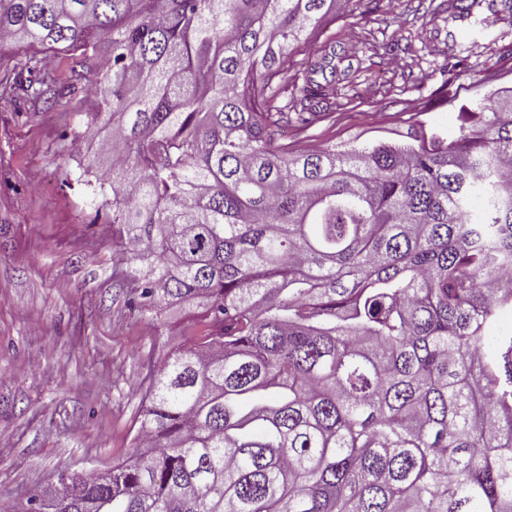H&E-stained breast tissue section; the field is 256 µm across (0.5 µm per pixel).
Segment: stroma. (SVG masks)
Listing matches in <instances>:
<instances>
[{
  "label": "stroma",
  "mask_w": 512,
  "mask_h": 512,
  "mask_svg": "<svg viewBox=\"0 0 512 512\" xmlns=\"http://www.w3.org/2000/svg\"><path fill=\"white\" fill-rule=\"evenodd\" d=\"M428 0H349L294 50L283 98L299 96V61L338 48L334 114L285 137L298 150L379 139L418 128L455 135L477 91L512 87V12L480 10L498 40L478 38L444 71L449 23ZM383 49L369 66L371 47ZM84 94L66 109L0 105V503L21 512L50 493L63 466L106 470L130 450L148 358L180 342L175 312L158 327L133 318L115 278L123 251L97 220L96 176L82 156L99 136Z\"/></svg>",
  "instance_id": "obj_1"
}]
</instances>
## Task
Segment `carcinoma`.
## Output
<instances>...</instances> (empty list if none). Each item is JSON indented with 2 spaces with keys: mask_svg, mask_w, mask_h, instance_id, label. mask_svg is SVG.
<instances>
[{
  "mask_svg": "<svg viewBox=\"0 0 512 512\" xmlns=\"http://www.w3.org/2000/svg\"><path fill=\"white\" fill-rule=\"evenodd\" d=\"M483 0H450L465 21ZM336 0H0V101L94 72L130 306L199 332L143 380L129 455L59 470L46 512H512V90L423 129L297 151L284 58ZM73 58L69 74L42 65Z\"/></svg>",
  "mask_w": 512,
  "mask_h": 512,
  "instance_id": "1",
  "label": "carcinoma"
}]
</instances>
